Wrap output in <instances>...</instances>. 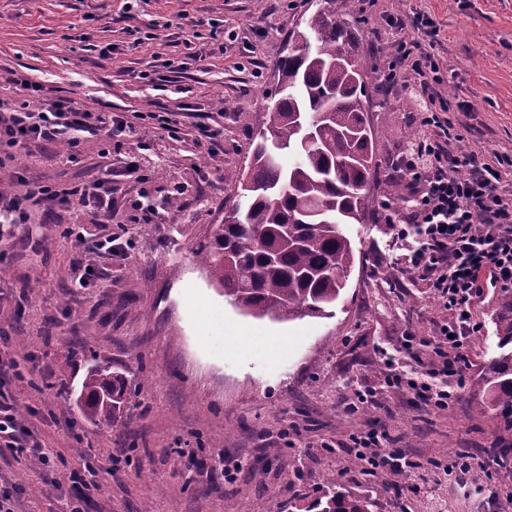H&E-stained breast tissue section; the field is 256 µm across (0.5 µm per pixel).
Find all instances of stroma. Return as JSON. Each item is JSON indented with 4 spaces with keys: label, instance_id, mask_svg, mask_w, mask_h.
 <instances>
[{
    "label": "stroma",
    "instance_id": "obj_1",
    "mask_svg": "<svg viewBox=\"0 0 512 512\" xmlns=\"http://www.w3.org/2000/svg\"><path fill=\"white\" fill-rule=\"evenodd\" d=\"M318 5L138 0L130 9L126 0H0V77L17 72L51 95L107 103L123 115L185 106L176 138L121 145L142 152L155 198L177 182L184 193L164 223L109 224L125 252L87 256L102 274L96 287L71 286V212L37 210L32 223L0 226V361H18L24 375L1 379L0 392L20 414H42L37 436L61 454L50 476L0 453V494L17 496L21 512H67L70 475L87 461L99 489L84 512H305L330 474L375 498L377 512H512V427L479 388L500 353L497 289L475 303L482 329L469 345L465 379L448 380L455 396L448 410L433 411L385 380L380 350H394L410 332L433 336L447 316L427 282L397 267L400 249L385 220L406 222L414 209L394 196L410 175L391 163L420 130L401 87L386 91L382 72L364 75L379 160L376 208L364 223L343 227L354 262L331 315L288 321L244 313L198 260L233 202L225 176L247 163L276 64ZM334 8L351 24L352 49L368 58L389 54L402 37L381 11L432 19L449 95L474 106L449 115L463 145L512 153V0H378L373 8L336 0ZM156 24L168 25L166 40L135 45L133 31ZM105 46L111 53L103 57ZM168 59L187 63L178 83L165 80ZM149 69L155 79L143 78ZM200 124L223 130V158L208 156ZM107 164L94 144L79 167L63 148L36 151L0 168V185L21 176L71 181ZM257 333L281 349H252ZM97 366L142 382L107 426L85 420L77 405ZM367 390L377 406L359 402ZM370 431L421 462L481 456L503 465L493 481L477 469L450 481L421 468L404 481H371L351 449L353 436Z\"/></svg>",
    "mask_w": 512,
    "mask_h": 512
}]
</instances>
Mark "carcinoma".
Instances as JSON below:
<instances>
[{
	"mask_svg": "<svg viewBox=\"0 0 512 512\" xmlns=\"http://www.w3.org/2000/svg\"><path fill=\"white\" fill-rule=\"evenodd\" d=\"M306 21L311 58L290 47L278 64V99L252 134L248 170L229 175L249 183L251 202L229 212L203 248V261L224 295L246 313L275 307L283 318L323 316L340 298L354 260L342 225L360 224L375 206L369 185L377 173L369 102L363 76L376 61L349 51L350 24L331 5ZM315 140L303 156V124ZM275 140L282 162L265 161L262 143ZM500 354L481 384L490 407L512 423V288L501 291L495 319ZM128 380L106 368L90 369L81 385L85 418L110 425L122 418ZM318 512H375L367 494L345 491L326 478L314 502Z\"/></svg>",
	"mask_w": 512,
	"mask_h": 512,
	"instance_id": "cac0c4a2",
	"label": "carcinoma"
}]
</instances>
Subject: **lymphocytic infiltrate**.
<instances>
[{"label":"lymphocytic infiltrate","instance_id":"lymphocytic-infiltrate-1","mask_svg":"<svg viewBox=\"0 0 512 512\" xmlns=\"http://www.w3.org/2000/svg\"><path fill=\"white\" fill-rule=\"evenodd\" d=\"M415 36L401 38L396 49L382 59L388 84L410 88L422 109L420 132L408 152L398 158L397 169L413 171L404 188L417 206L407 224H396L398 239L410 245L399 262L428 282L437 293L447 318L432 338L412 334L403 338L402 349L428 350L425 376H406L393 358L384 364L392 378L405 382L427 406L447 410L453 400L446 387L448 377L464 379L469 366L467 348L480 330L472 303L485 287L512 288V189H504L502 172L512 167V156L490 151L478 158L460 144L448 118L453 99L441 90L444 64L427 51L418 32L434 38L439 34L433 21L419 18L413 24ZM11 85L19 98L13 106L0 107V166L15 160L33 146H61L69 161H77L88 142L111 145L114 138L135 133V125L112 111L95 109L72 97H52L39 84L13 74ZM140 155L127 154L122 177L133 180L134 194L120 186L121 179L109 177L47 183L19 178L15 186L0 190V224H25L33 208H56L82 214L80 222L67 228L83 255L120 253L121 244L112 237L90 232L93 224H109L120 212L131 223H161V213L151 204ZM81 259L73 264L77 287L96 286L100 274ZM0 442L14 456L52 468L53 454L35 440L14 404L0 396ZM356 457L367 470L393 471L402 468L405 455L385 447L381 437L367 433L354 440Z\"/></svg>","mask_w":512,"mask_h":512}]
</instances>
